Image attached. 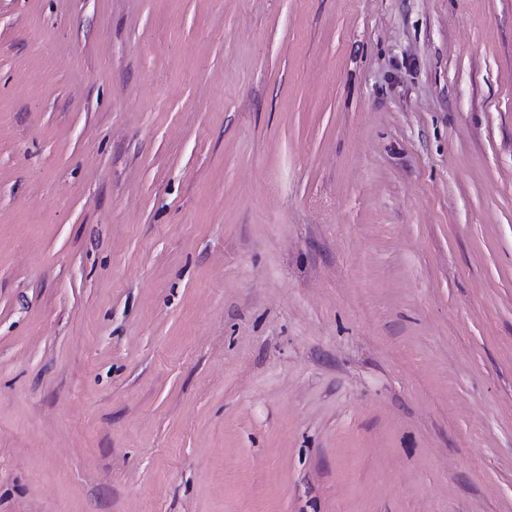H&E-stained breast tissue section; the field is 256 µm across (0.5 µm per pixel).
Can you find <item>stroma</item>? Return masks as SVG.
<instances>
[{"instance_id":"1","label":"stroma","mask_w":512,"mask_h":512,"mask_svg":"<svg viewBox=\"0 0 512 512\" xmlns=\"http://www.w3.org/2000/svg\"><path fill=\"white\" fill-rule=\"evenodd\" d=\"M0 512H512V0H0Z\"/></svg>"}]
</instances>
